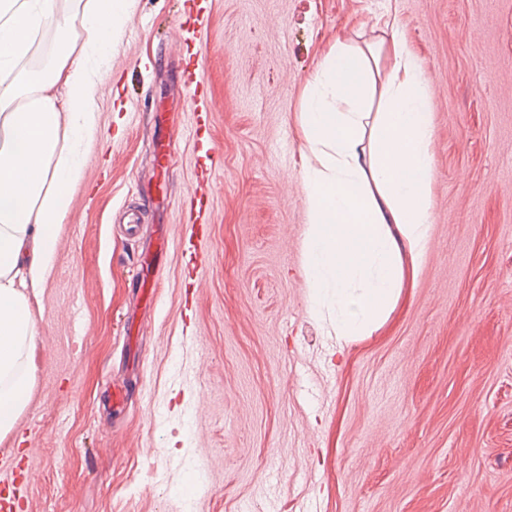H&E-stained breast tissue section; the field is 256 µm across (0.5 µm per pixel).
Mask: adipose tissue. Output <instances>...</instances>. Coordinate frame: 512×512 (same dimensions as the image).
Instances as JSON below:
<instances>
[{"mask_svg":"<svg viewBox=\"0 0 512 512\" xmlns=\"http://www.w3.org/2000/svg\"><path fill=\"white\" fill-rule=\"evenodd\" d=\"M0 0V436L33 385L38 288L93 136L86 106L134 0ZM61 44L45 69L21 66L41 24ZM392 64L381 68L382 56ZM299 124L310 223L303 273L313 314L339 349L381 328L430 238L433 125L425 72L398 33L330 45L307 77Z\"/></svg>","mask_w":512,"mask_h":512,"instance_id":"adipose-tissue-1","label":"adipose tissue"}]
</instances>
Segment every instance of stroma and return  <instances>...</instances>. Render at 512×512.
<instances>
[{
	"instance_id": "stroma-1",
	"label": "stroma",
	"mask_w": 512,
	"mask_h": 512,
	"mask_svg": "<svg viewBox=\"0 0 512 512\" xmlns=\"http://www.w3.org/2000/svg\"><path fill=\"white\" fill-rule=\"evenodd\" d=\"M385 14L431 82V235L388 322L340 359L301 267L299 101L329 46L376 41ZM190 65L210 112L177 92ZM110 68L31 299L34 385L0 438L30 454L23 512H512V0H135ZM208 165L214 193L189 208Z\"/></svg>"
}]
</instances>
